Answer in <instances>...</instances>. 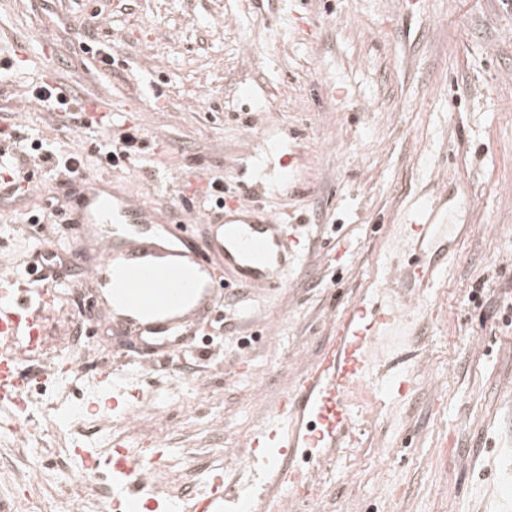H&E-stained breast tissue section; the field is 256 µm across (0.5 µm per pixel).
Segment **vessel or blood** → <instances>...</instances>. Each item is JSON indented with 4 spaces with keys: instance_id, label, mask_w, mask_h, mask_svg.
<instances>
[{
    "instance_id": "1",
    "label": "vessel or blood",
    "mask_w": 512,
    "mask_h": 512,
    "mask_svg": "<svg viewBox=\"0 0 512 512\" xmlns=\"http://www.w3.org/2000/svg\"><path fill=\"white\" fill-rule=\"evenodd\" d=\"M117 183L114 175L90 179L64 221L78 231L74 247L84 281L100 299L103 320L126 335L154 341V353L166 361H178L193 349L198 327L218 314L219 271L231 273L239 285L275 291L286 286L289 268L306 252L287 225L248 197L233 196L222 209L206 210L198 218L177 209L161 215L142 199L123 196ZM447 216L443 189L403 226L405 255L391 280L407 308H414L447 272L463 233L460 225L447 223ZM195 220L207 230L202 248L188 229ZM0 281L6 284L0 291V401L12 403L22 392L27 354L44 350V315L61 282L31 258L23 272H1ZM400 323L394 306L355 304L337 322L333 343L310 370L294 378L269 424L247 438L250 458L273 448L284 464L338 447L355 422L352 392L369 370L371 347L393 335ZM152 367V360L144 358L114 367L107 406L123 412L142 400L140 377ZM162 454L157 447L118 442L108 457L96 461V468L107 469L113 478L112 512H180L177 500L153 502L142 492ZM228 503L239 512L253 508L235 485L214 475L199 508L224 512Z\"/></svg>"
}]
</instances>
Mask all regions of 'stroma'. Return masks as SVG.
<instances>
[{"instance_id": "stroma-1", "label": "stroma", "mask_w": 512, "mask_h": 512, "mask_svg": "<svg viewBox=\"0 0 512 512\" xmlns=\"http://www.w3.org/2000/svg\"><path fill=\"white\" fill-rule=\"evenodd\" d=\"M93 35L115 59L103 68L79 48ZM0 107L29 134L94 156L82 128L41 110L30 91L56 79L101 111L144 132L140 164L118 171L126 194L184 203L194 174L223 175L288 224L309 249L287 288H230L212 351L141 378L163 416L82 412L89 378L143 350L134 337L98 335L99 306L79 267L48 313L45 345L87 349L88 379L60 400V419L38 421L39 445L18 447L0 405V503L43 512L62 489L99 512L110 473L65 483L57 463L88 449L106 458L116 440L153 439L179 466L153 472L147 495L195 506L210 474L258 488L265 463L245 441L275 413L290 381L332 343L359 301L377 300L402 257L401 226L447 186L448 221L471 230L447 274L412 311L420 336L392 337L356 387L352 443L318 466H288L313 493L298 512H512V0H287L269 16L251 0H0ZM33 195L0 216V266L14 269L34 243L56 249L71 225L25 221L54 196ZM487 281L479 301L469 293ZM414 389L399 399L393 376ZM38 467L18 497L5 476Z\"/></svg>"}]
</instances>
